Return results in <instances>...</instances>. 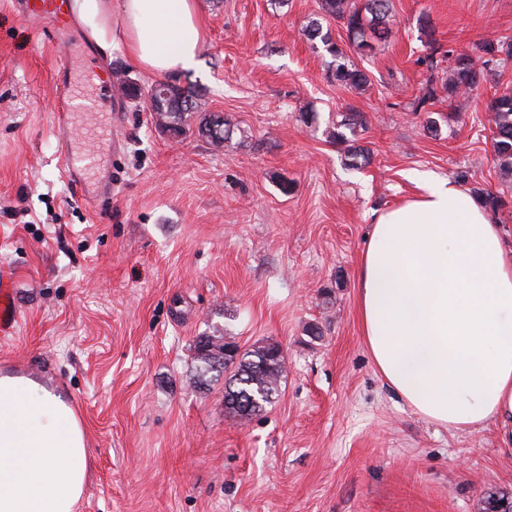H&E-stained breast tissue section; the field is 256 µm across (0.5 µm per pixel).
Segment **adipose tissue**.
Wrapping results in <instances>:
<instances>
[{
  "label": "adipose tissue",
  "mask_w": 512,
  "mask_h": 512,
  "mask_svg": "<svg viewBox=\"0 0 512 512\" xmlns=\"http://www.w3.org/2000/svg\"><path fill=\"white\" fill-rule=\"evenodd\" d=\"M96 44L122 41L148 74L197 63L195 0H74ZM376 213L360 258L356 314L386 383L448 429L495 425L512 447V248L458 185L417 180ZM88 480L84 431L55 389L0 376V512H76Z\"/></svg>",
  "instance_id": "ef3b65f1"
}]
</instances>
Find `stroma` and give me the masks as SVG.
Listing matches in <instances>:
<instances>
[{
	"label": "stroma",
	"mask_w": 512,
	"mask_h": 512,
	"mask_svg": "<svg viewBox=\"0 0 512 512\" xmlns=\"http://www.w3.org/2000/svg\"><path fill=\"white\" fill-rule=\"evenodd\" d=\"M205 20L193 84L233 127L223 148L160 132L147 98L116 95L74 113L73 146L112 158V201L92 208L62 174L59 94L95 93L98 72L155 84L116 42L81 22L59 46L0 0V267L16 280L17 333L0 375L56 388L85 431L90 480L78 512H481L512 491V451L494 429L451 431L411 410L379 376L355 312L357 268L377 211L413 176L512 197L480 93L413 112L424 84L420 17L458 51L512 34V0H392L394 26L368 55L320 0H197ZM320 21L368 82L304 35ZM66 85H58L59 55ZM371 158L350 169L331 132L348 109ZM434 118L439 136L424 129ZM221 331L240 349L278 345V395L247 423L223 381L196 388L194 347Z\"/></svg>",
	"instance_id": "stroma-1"
}]
</instances>
